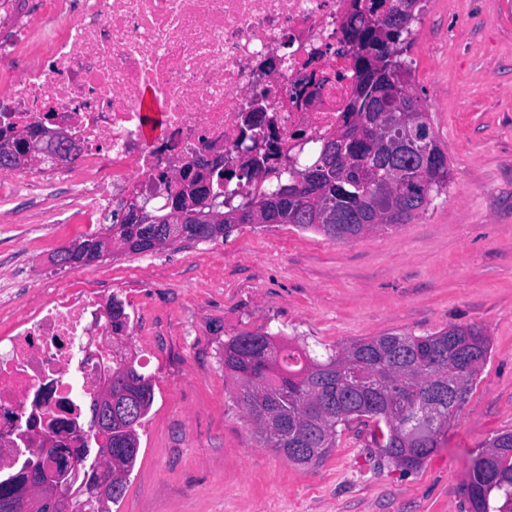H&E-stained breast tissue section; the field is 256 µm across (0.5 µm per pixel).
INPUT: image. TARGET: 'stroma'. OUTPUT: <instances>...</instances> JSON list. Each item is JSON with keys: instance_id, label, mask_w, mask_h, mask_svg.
Wrapping results in <instances>:
<instances>
[{"instance_id": "1", "label": "stroma", "mask_w": 512, "mask_h": 512, "mask_svg": "<svg viewBox=\"0 0 512 512\" xmlns=\"http://www.w3.org/2000/svg\"><path fill=\"white\" fill-rule=\"evenodd\" d=\"M413 23V93L451 169L447 195L407 224L340 241L290 224H243L229 236L148 253L118 251L80 279L136 300L123 350L154 387L140 450L112 512H469L466 484L495 435L512 432V0H428ZM50 206L22 201L0 284L25 251L27 289L0 298V330L47 294L62 247L39 235ZM473 324L490 353L466 404L421 468L404 471L343 429L318 464L260 442L225 373L243 333L304 338L323 353L388 334Z\"/></svg>"}]
</instances>
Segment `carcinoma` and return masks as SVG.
Listing matches in <instances>:
<instances>
[{
  "instance_id": "1",
  "label": "carcinoma",
  "mask_w": 512,
  "mask_h": 512,
  "mask_svg": "<svg viewBox=\"0 0 512 512\" xmlns=\"http://www.w3.org/2000/svg\"><path fill=\"white\" fill-rule=\"evenodd\" d=\"M393 7L379 21L371 20L385 0H352L353 13L344 28L345 41L354 48L355 89L336 130L355 138L376 131L347 164L338 160L335 142L326 141L317 157L288 168L269 192L228 210L226 218L211 225L205 239L228 236L241 224H256L270 212L280 224L322 232L338 240L409 223L428 204L429 197L447 191L451 171L429 168L415 177L414 157L401 166L384 168L383 159L401 141L406 127L417 122L431 126L430 115L410 87L411 69L403 58L416 20L418 0H391ZM373 46L374 56H365ZM317 177L309 200L298 191L299 179ZM358 206L379 219L377 224H331L329 217ZM174 224H144L138 231L129 224L112 225V236L130 243L136 253L152 251L150 238L165 241L176 232ZM490 343L475 325H454L430 336H378L346 344L319 360L304 343L283 341L269 334H243L224 344V371L240 389L242 405L256 434L266 447L295 464L325 459L336 447L338 427L356 421L370 427L375 447L398 468L420 467L437 448L487 362ZM361 367L368 381L352 385V370ZM118 383H136L137 401L131 417L112 418V494L115 504L125 494L126 476L139 451L141 425L152 406L153 385L135 362L119 360L107 366ZM443 418L426 422L422 408L438 394ZM481 455L485 465L474 466L469 485L483 494V508L496 497L503 499L498 512H512V433L495 437ZM74 512H111L99 504L96 488L86 487L74 499Z\"/></svg>"
}]
</instances>
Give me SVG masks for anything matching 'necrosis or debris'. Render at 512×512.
<instances>
[{"mask_svg": "<svg viewBox=\"0 0 512 512\" xmlns=\"http://www.w3.org/2000/svg\"><path fill=\"white\" fill-rule=\"evenodd\" d=\"M0 0V128L52 121L74 148L51 181L0 170V207L55 196L102 224L126 200L162 202L184 170L238 167L248 189L276 181L343 122L355 88L344 44L350 0ZM161 115L144 139V95ZM0 333V478L62 448L92 444L86 404L110 333L101 293L59 287Z\"/></svg>", "mask_w": 512, "mask_h": 512, "instance_id": "necrosis-or-debris-1", "label": "necrosis or debris"}]
</instances>
